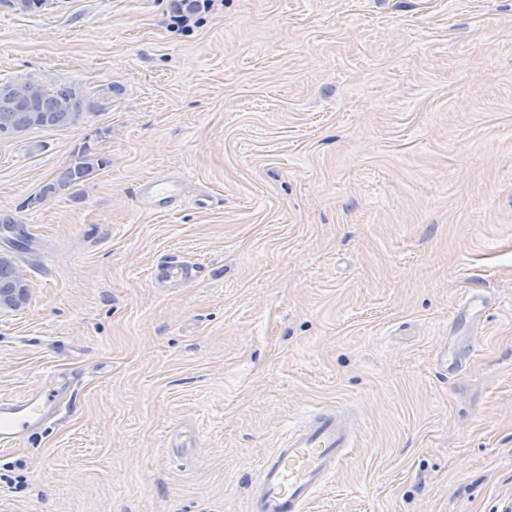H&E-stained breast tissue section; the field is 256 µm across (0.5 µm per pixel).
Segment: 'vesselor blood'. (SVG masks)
Wrapping results in <instances>:
<instances>
[{
    "label": "vessel or blood",
    "instance_id": "obj_1",
    "mask_svg": "<svg viewBox=\"0 0 512 512\" xmlns=\"http://www.w3.org/2000/svg\"><path fill=\"white\" fill-rule=\"evenodd\" d=\"M178 191L176 181L155 180L142 187L140 197L145 205L167 208ZM192 271V266L171 257L156 265L153 278L160 286L173 287L187 281ZM57 397V390L47 386L20 401H0V443L16 442L43 426ZM355 439L346 410L330 405L313 411L263 462L252 512H304L311 496L346 460Z\"/></svg>",
    "mask_w": 512,
    "mask_h": 512
}]
</instances>
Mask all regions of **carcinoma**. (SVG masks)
<instances>
[{"instance_id": "cac0c4a2", "label": "carcinoma", "mask_w": 512, "mask_h": 512, "mask_svg": "<svg viewBox=\"0 0 512 512\" xmlns=\"http://www.w3.org/2000/svg\"><path fill=\"white\" fill-rule=\"evenodd\" d=\"M93 109L79 86L59 84L45 87L27 80L21 91L15 82H0V136L19 137L33 128L56 129L77 124ZM102 160L83 150L48 185L43 194L59 188L73 187L85 181ZM29 285L15 270L12 258L0 255V307L17 308L28 299Z\"/></svg>"}]
</instances>
